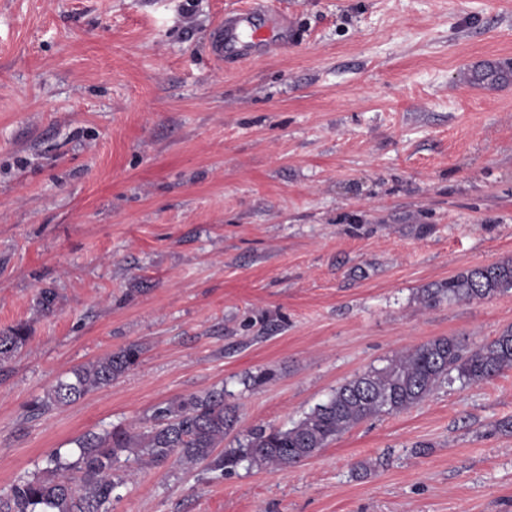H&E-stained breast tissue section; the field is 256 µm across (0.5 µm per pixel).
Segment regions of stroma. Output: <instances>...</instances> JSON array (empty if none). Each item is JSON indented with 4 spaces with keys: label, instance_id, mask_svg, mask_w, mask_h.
Returning a JSON list of instances; mask_svg holds the SVG:
<instances>
[{
    "label": "stroma",
    "instance_id": "stroma-1",
    "mask_svg": "<svg viewBox=\"0 0 512 512\" xmlns=\"http://www.w3.org/2000/svg\"><path fill=\"white\" fill-rule=\"evenodd\" d=\"M238 10L265 38L217 60ZM510 59L512 0H0V330L30 336L0 372V495L176 397L230 391L229 448L395 353L512 328V291L419 301L512 258V84L465 78ZM132 343L112 385L23 419ZM510 418L509 369L288 469L131 466L112 512H512Z\"/></svg>",
    "mask_w": 512,
    "mask_h": 512
}]
</instances>
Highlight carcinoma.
Returning <instances> with one entry per match:
<instances>
[{"label": "carcinoma", "mask_w": 512, "mask_h": 512, "mask_svg": "<svg viewBox=\"0 0 512 512\" xmlns=\"http://www.w3.org/2000/svg\"><path fill=\"white\" fill-rule=\"evenodd\" d=\"M470 83L494 88L512 83V61L483 62L467 73ZM512 290V261L466 270L441 288L424 290L422 303L485 299ZM38 308L56 310L57 294L43 289ZM24 324L0 331V366L9 363L27 344ZM142 348L130 344L73 369L57 379L42 396L25 406L38 416L67 407L137 366ZM512 367V329L472 350L452 337L440 336L371 368L333 390L286 429L258 428L235 448L223 447L224 435L238 421L236 407L227 402L224 387L214 386L157 405L144 427L119 424L102 432L88 431L73 444L77 456L56 451L41 475L19 478L0 496V512H112L114 491L124 484L117 474L123 462L204 464L212 471L231 472L245 464L269 471L294 467L317 455L326 445L364 420L397 414L421 403L440 383L472 384L493 378ZM81 473L74 483L72 471Z\"/></svg>", "instance_id": "carcinoma-1"}]
</instances>
